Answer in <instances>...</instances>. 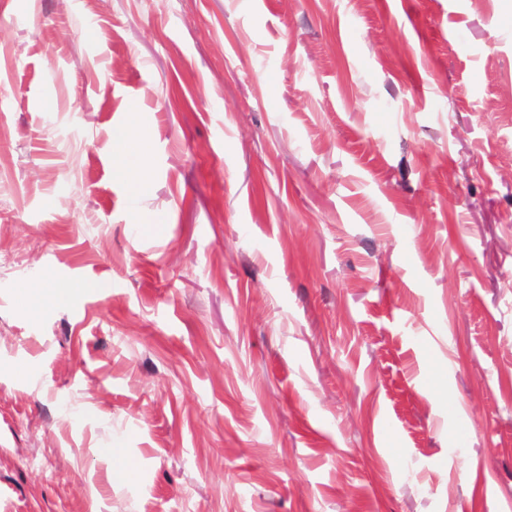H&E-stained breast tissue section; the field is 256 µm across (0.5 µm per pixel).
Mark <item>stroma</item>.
Here are the masks:
<instances>
[{
	"label": "stroma",
	"mask_w": 512,
	"mask_h": 512,
	"mask_svg": "<svg viewBox=\"0 0 512 512\" xmlns=\"http://www.w3.org/2000/svg\"><path fill=\"white\" fill-rule=\"evenodd\" d=\"M0 512H512V0H0ZM121 143L120 164L117 173L126 179L134 191H138L145 185V172L139 164L140 152L137 140L130 134L119 136Z\"/></svg>",
	"instance_id": "1"
}]
</instances>
